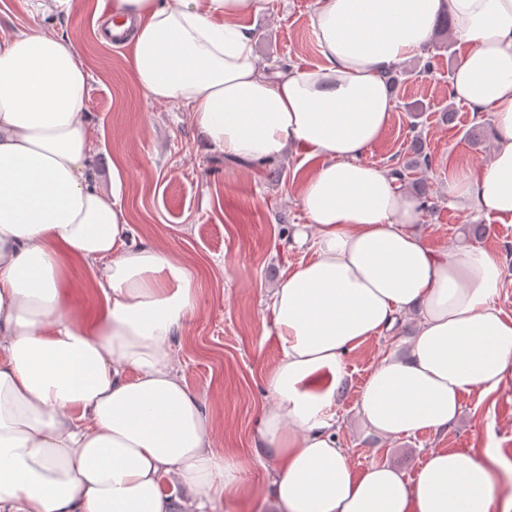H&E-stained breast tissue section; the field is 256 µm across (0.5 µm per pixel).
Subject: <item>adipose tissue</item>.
Segmentation results:
<instances>
[{
  "mask_svg": "<svg viewBox=\"0 0 512 512\" xmlns=\"http://www.w3.org/2000/svg\"><path fill=\"white\" fill-rule=\"evenodd\" d=\"M255 2L109 0L106 16L130 36L140 88L190 107L212 152L253 164L291 149L315 164L300 196L309 226L293 235L312 257L266 306L280 356L258 430L265 512H491V470L468 451H429L410 480L383 463L353 472L331 408L344 353L412 310L406 352L363 386L371 431H447L463 394L512 382L500 261L430 247L418 200L364 160L397 106L387 74L451 13L465 48L451 94L491 113L494 148L448 195L512 219V0H315L320 62L273 75L239 23ZM88 82L72 42L36 24L0 34V512H210L242 487L211 411L174 370L193 272L136 243L120 177L108 194L93 178ZM66 255L95 274L92 321L66 313Z\"/></svg>",
  "mask_w": 512,
  "mask_h": 512,
  "instance_id": "adipose-tissue-1",
  "label": "adipose tissue"
}]
</instances>
